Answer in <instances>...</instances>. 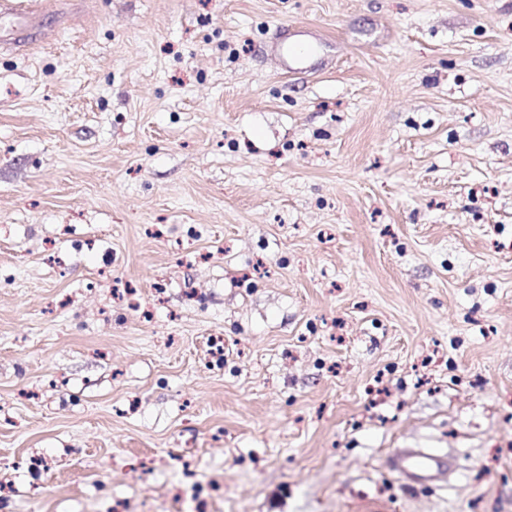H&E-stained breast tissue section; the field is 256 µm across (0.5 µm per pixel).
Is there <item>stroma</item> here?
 Wrapping results in <instances>:
<instances>
[{
  "instance_id": "35a3bbf8",
  "label": "stroma",
  "mask_w": 512,
  "mask_h": 512,
  "mask_svg": "<svg viewBox=\"0 0 512 512\" xmlns=\"http://www.w3.org/2000/svg\"><path fill=\"white\" fill-rule=\"evenodd\" d=\"M22 3L0 512H512V0ZM296 43L298 42L288 41L287 33L270 46L280 67L292 73L323 69L326 59L321 55V48L318 44L306 42L309 45L308 47L303 50H296L292 46ZM393 466L410 485H426L445 479L454 462L449 457L418 449L396 453Z\"/></svg>"
}]
</instances>
